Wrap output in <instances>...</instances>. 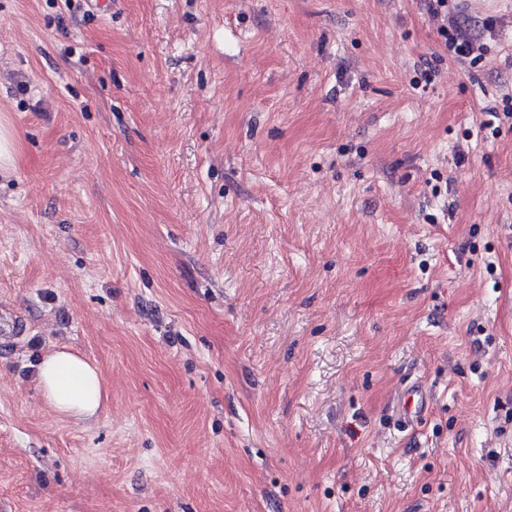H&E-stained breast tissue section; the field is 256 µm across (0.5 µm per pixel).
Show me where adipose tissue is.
Segmentation results:
<instances>
[{
  "mask_svg": "<svg viewBox=\"0 0 512 512\" xmlns=\"http://www.w3.org/2000/svg\"><path fill=\"white\" fill-rule=\"evenodd\" d=\"M39 392L58 415L91 420L105 399V383L99 368L64 347L44 354L39 366Z\"/></svg>",
  "mask_w": 512,
  "mask_h": 512,
  "instance_id": "ef3b65f1",
  "label": "adipose tissue"
}]
</instances>
